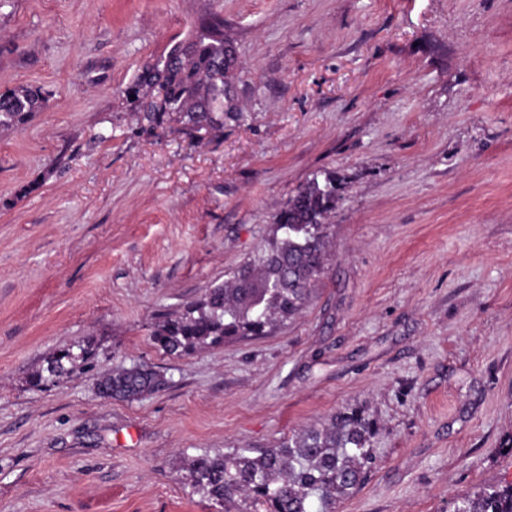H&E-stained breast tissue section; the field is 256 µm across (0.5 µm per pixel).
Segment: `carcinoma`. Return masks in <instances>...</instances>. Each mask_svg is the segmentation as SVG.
<instances>
[{
    "instance_id": "cac0c4a2",
    "label": "carcinoma",
    "mask_w": 512,
    "mask_h": 512,
    "mask_svg": "<svg viewBox=\"0 0 512 512\" xmlns=\"http://www.w3.org/2000/svg\"><path fill=\"white\" fill-rule=\"evenodd\" d=\"M224 15H203L195 29L163 55L147 62L124 89L139 129L149 132L173 120L187 132L206 124L224 128L235 67L224 66ZM47 102L39 87L0 92V131L25 127ZM345 177L336 170L314 174L288 198L272 234L257 253L227 272L224 282L160 315L151 342L170 356L189 355L226 342L268 335L298 315L324 273L330 243L328 219ZM95 355L94 340L57 350L30 377L42 387L72 373ZM164 378L142 365L122 368L98 383L105 397L133 400L161 389ZM373 424L356 409L334 415L251 457L220 450L193 458L192 488L224 512H335L372 464ZM453 512H512V483L487 486L458 497Z\"/></svg>"
}]
</instances>
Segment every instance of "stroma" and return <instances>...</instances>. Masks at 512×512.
<instances>
[{"mask_svg":"<svg viewBox=\"0 0 512 512\" xmlns=\"http://www.w3.org/2000/svg\"><path fill=\"white\" fill-rule=\"evenodd\" d=\"M223 14L237 109L140 132L138 69ZM0 512H220L187 463L349 408L375 424L336 512H453L512 483V0H0ZM323 169L346 176L300 315L181 357L149 333L223 283ZM29 194H22L24 186ZM91 368L28 380L56 350ZM144 364L165 386L107 399ZM47 102L39 87H21L0 92V131L25 127ZM95 355L94 340L89 338L77 345L57 350L45 360V364L30 377L32 387H42L71 374L77 362H86ZM164 378L142 365H132L103 376L98 386L104 397L133 400L161 389Z\"/></svg>","mask_w":512,"mask_h":512,"instance_id":"1","label":"stroma"}]
</instances>
